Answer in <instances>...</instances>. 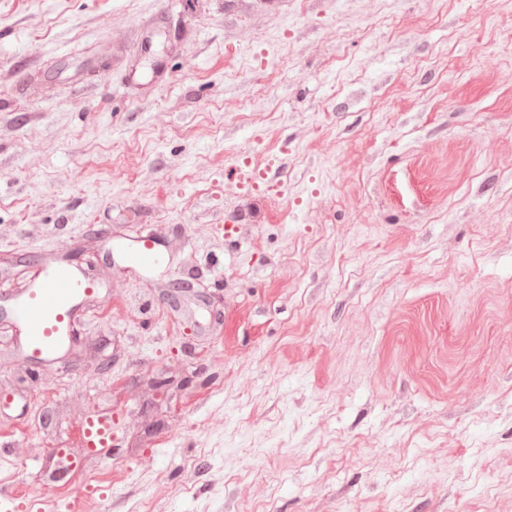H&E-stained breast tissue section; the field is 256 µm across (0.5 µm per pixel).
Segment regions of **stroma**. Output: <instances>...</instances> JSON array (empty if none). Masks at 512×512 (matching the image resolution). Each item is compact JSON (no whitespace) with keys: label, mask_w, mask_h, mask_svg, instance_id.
I'll return each mask as SVG.
<instances>
[{"label":"stroma","mask_w":512,"mask_h":512,"mask_svg":"<svg viewBox=\"0 0 512 512\" xmlns=\"http://www.w3.org/2000/svg\"><path fill=\"white\" fill-rule=\"evenodd\" d=\"M77 251L0 512H512V0H0V285ZM245 159L238 160L236 165V171L239 174L241 187L246 192L259 191L262 188L271 189L275 185L270 184L263 170L254 169L248 166ZM124 269L132 271L148 270L164 263L162 252L149 236L141 238L136 245L121 250ZM114 417L108 414H92L81 427L80 434L89 455L101 457L112 447L115 435L112 431Z\"/></svg>","instance_id":"1"}]
</instances>
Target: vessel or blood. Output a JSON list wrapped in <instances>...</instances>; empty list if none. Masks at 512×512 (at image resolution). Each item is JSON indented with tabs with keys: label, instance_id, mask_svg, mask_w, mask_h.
<instances>
[{
	"label": "vessel or blood",
	"instance_id": "b4317fda",
	"mask_svg": "<svg viewBox=\"0 0 512 512\" xmlns=\"http://www.w3.org/2000/svg\"><path fill=\"white\" fill-rule=\"evenodd\" d=\"M236 170L245 191L268 187L264 171L239 160ZM122 264L132 271L148 270L164 262L162 252L151 238L123 248ZM89 274L71 264L58 262L42 269L24 288L15 291L10 307L17 340L28 358L50 362L74 343V319L93 296ZM112 414H93L86 418L80 434L89 455L103 456L115 435Z\"/></svg>",
	"mask_w": 512,
	"mask_h": 512
}]
</instances>
